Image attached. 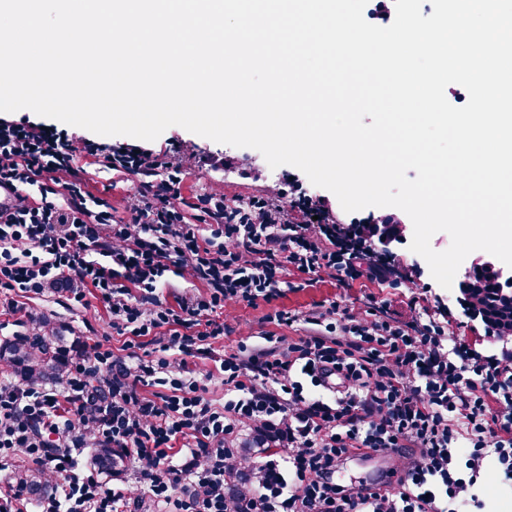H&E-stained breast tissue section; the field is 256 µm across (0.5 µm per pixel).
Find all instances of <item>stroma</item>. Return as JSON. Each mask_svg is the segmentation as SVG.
Here are the masks:
<instances>
[{"instance_id": "1", "label": "stroma", "mask_w": 512, "mask_h": 512, "mask_svg": "<svg viewBox=\"0 0 512 512\" xmlns=\"http://www.w3.org/2000/svg\"><path fill=\"white\" fill-rule=\"evenodd\" d=\"M155 144L183 159L186 170L180 193L191 207L197 205L199 195L214 182L213 173L205 172L197 163L198 156L203 153L222 152L235 156L237 169L225 179L224 190L228 196L244 201L259 192L262 180L288 175L298 178L302 175L301 170L290 165L270 168L262 154L255 149L217 143L179 126L169 127L156 139ZM90 171L88 191L93 196L110 199L116 218L128 219L125 197L135 186V177L114 174L101 164L91 166ZM394 260L400 269L413 272L414 284H371L365 287L356 284L346 287L328 279L311 285L307 282V274L292 268L284 277L282 295L276 304L304 313L315 306H326L334 302L359 305L373 296L390 303L392 310L407 319L411 316L408 303L413 300L424 315L435 317L439 313H446L454 341L468 345L470 349L484 355L496 352L497 346L489 338L485 325L469 321L463 316L456 301V290L442 288L432 278L428 265L421 256L404 244L396 248ZM36 312L59 317L72 325L83 340L100 342L104 347L112 349L116 355L123 356L127 353V338L113 328L110 309L102 301L94 298L89 306H74L64 295L50 292L25 300L17 312H0V342L24 333L28 316ZM267 312L268 308L264 305L253 308L243 302H226L222 319L230 328L229 335L213 340L210 355L191 359L190 367L195 377L204 386L206 397L214 403H223L226 393L224 377L216 369L217 359L242 348L251 352L263 347L264 335L272 329L271 324L263 320Z\"/></svg>"}]
</instances>
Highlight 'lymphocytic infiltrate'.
I'll use <instances>...</instances> for the list:
<instances>
[{
    "label": "lymphocytic infiltrate",
    "mask_w": 512,
    "mask_h": 512,
    "mask_svg": "<svg viewBox=\"0 0 512 512\" xmlns=\"http://www.w3.org/2000/svg\"><path fill=\"white\" fill-rule=\"evenodd\" d=\"M91 157L139 176L126 197L129 222L114 221L107 200L88 202L79 162ZM182 171L146 143L108 150L0 116V183L39 200L0 216V288L39 295L64 282L78 305L94 290L122 334L162 337L165 350L146 362L93 344L87 361L67 367L57 394L1 383L0 470L18 452L42 470L51 493L40 512H140L124 489L72 471L70 449L90 442L123 449L150 497L177 512H453L461 498L481 512L475 486L485 459L495 456L503 476L512 475V352L484 356L449 345L447 324L400 319L374 299L303 315L275 304L291 267L380 285L411 281L375 248L384 233L402 241L398 219L342 211L292 179L244 203L210 187L197 218L178 189ZM167 272L202 282L205 293L166 306L156 288ZM229 300L270 305L265 320L274 329L262 349L221 359L231 395L217 407L188 360L228 333L216 314ZM298 322L302 336L276 335ZM93 369L112 398L87 415ZM298 371L317 387L334 375L333 400L305 394ZM158 380L164 392L143 397ZM246 430L269 437L280 457L241 456ZM360 448L392 452L401 462L397 480L337 484V467ZM179 485L188 492L176 500Z\"/></svg>",
    "instance_id": "f902f5d3"
}]
</instances>
